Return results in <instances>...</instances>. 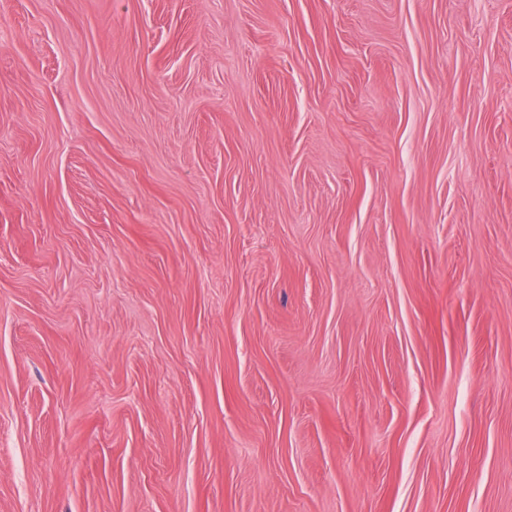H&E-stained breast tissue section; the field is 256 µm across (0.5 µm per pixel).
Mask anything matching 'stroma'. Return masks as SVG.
<instances>
[{
    "label": "stroma",
    "instance_id": "stroma-1",
    "mask_svg": "<svg viewBox=\"0 0 512 512\" xmlns=\"http://www.w3.org/2000/svg\"><path fill=\"white\" fill-rule=\"evenodd\" d=\"M0 512H512V0H0Z\"/></svg>",
    "mask_w": 512,
    "mask_h": 512
}]
</instances>
